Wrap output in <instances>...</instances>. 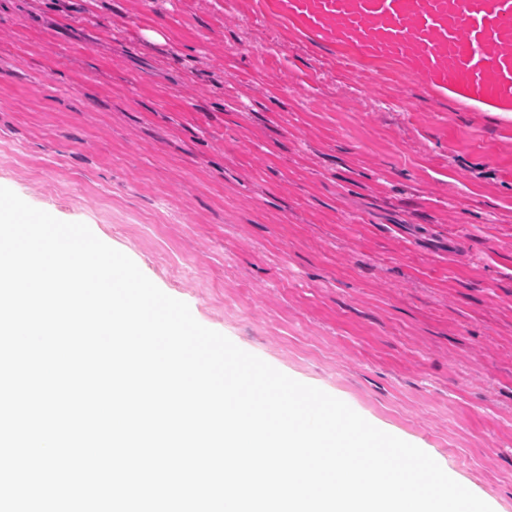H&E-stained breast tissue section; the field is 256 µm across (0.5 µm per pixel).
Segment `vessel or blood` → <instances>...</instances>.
<instances>
[{
  "instance_id": "b4317fda",
  "label": "vessel or blood",
  "mask_w": 512,
  "mask_h": 512,
  "mask_svg": "<svg viewBox=\"0 0 512 512\" xmlns=\"http://www.w3.org/2000/svg\"><path fill=\"white\" fill-rule=\"evenodd\" d=\"M349 79L396 76L512 123V0H275Z\"/></svg>"
}]
</instances>
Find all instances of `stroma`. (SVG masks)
I'll return each mask as SVG.
<instances>
[{
    "label": "stroma",
    "instance_id": "35a3bbf8",
    "mask_svg": "<svg viewBox=\"0 0 512 512\" xmlns=\"http://www.w3.org/2000/svg\"><path fill=\"white\" fill-rule=\"evenodd\" d=\"M0 186L512 512L494 113L346 80L275 0H0Z\"/></svg>",
    "mask_w": 512,
    "mask_h": 512
}]
</instances>
